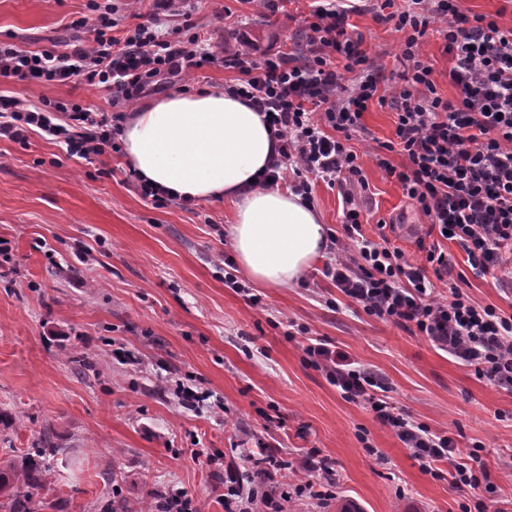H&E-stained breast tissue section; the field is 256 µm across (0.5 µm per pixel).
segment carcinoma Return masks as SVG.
I'll return each instance as SVG.
<instances>
[{
    "instance_id": "carcinoma-1",
    "label": "carcinoma",
    "mask_w": 512,
    "mask_h": 512,
    "mask_svg": "<svg viewBox=\"0 0 512 512\" xmlns=\"http://www.w3.org/2000/svg\"><path fill=\"white\" fill-rule=\"evenodd\" d=\"M59 448L56 438L47 433L31 443L32 458L24 467L19 468L11 462L0 465V498H5V501H0V512H38L31 497H20L16 489L22 485L43 486L42 477L51 465L50 458L57 454ZM150 508V503L145 501L131 506L110 500L102 506L103 512H149Z\"/></svg>"
}]
</instances>
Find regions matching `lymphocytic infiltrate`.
Listing matches in <instances>:
<instances>
[{"label":"lymphocytic infiltrate","instance_id":"lymphocytic-infiltrate-1","mask_svg":"<svg viewBox=\"0 0 512 512\" xmlns=\"http://www.w3.org/2000/svg\"><path fill=\"white\" fill-rule=\"evenodd\" d=\"M393 2L382 0V20L405 35L402 70L391 96L395 137L379 144L376 165L396 179L403 197L432 229L447 232L461 246L473 269L493 273L502 289L512 291V28L468 12L461 0H410L402 10ZM88 6L97 14L94 23L73 21L74 34L65 44L31 51L0 41V78L103 88L128 101L185 71L231 69L238 74L233 92L266 114L280 143L279 158L260 175L261 185H278L288 166L294 190L308 203L315 178L342 190L366 186L358 155L347 141L362 131V115L377 95L381 76L363 48L362 33L349 22L350 8L317 0L307 25L306 55L279 52L258 61L247 51L232 56L210 51L192 32L197 0H155L153 12L142 15L121 41L111 35L118 24L112 10L101 8L98 0H89ZM171 16L183 18V27L163 28V18ZM434 22L451 61L448 82L457 92L452 101L438 92L433 69L419 53ZM354 70L359 79L345 84L344 72ZM125 119V113L107 118L73 100L35 104L0 93V135L23 142L34 132L90 164L104 163L118 151ZM393 152L404 157V164H392ZM361 216L357 208L346 210L342 235L331 239L338 253L323 267V278L366 315L416 328L473 368L478 378L511 391L512 314L478 304L453 283L439 292L435 281L448 273L443 251L433 246L424 262L409 261L400 249L367 239ZM303 351L344 398L368 405L427 473L441 476L442 464L453 463L452 486L475 494L463 512H489L495 487L478 451H471L468 461L454 462V439L396 411L383 378L366 364L317 337H308ZM251 462L254 486H245L234 471L224 484L229 495L260 503L266 512H283V501L294 493L317 501L332 494L335 481L327 458H308L319 480L291 488L273 482L288 467L284 457L264 448Z\"/></svg>","mask_w":512,"mask_h":512}]
</instances>
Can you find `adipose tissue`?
<instances>
[{"label": "adipose tissue", "instance_id": "ef3b65f1", "mask_svg": "<svg viewBox=\"0 0 512 512\" xmlns=\"http://www.w3.org/2000/svg\"><path fill=\"white\" fill-rule=\"evenodd\" d=\"M121 142L140 179L170 196L233 200L234 251L257 285L300 282L322 257L326 232L316 210L291 191L258 185L276 142L262 116L224 88L144 101Z\"/></svg>", "mask_w": 512, "mask_h": 512}]
</instances>
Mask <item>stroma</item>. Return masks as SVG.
<instances>
[{
    "mask_svg": "<svg viewBox=\"0 0 512 512\" xmlns=\"http://www.w3.org/2000/svg\"><path fill=\"white\" fill-rule=\"evenodd\" d=\"M88 0H0V39L28 50L67 40L72 21L88 16ZM307 0H281L277 11L251 0H199L193 17L208 48L254 57L288 47L305 49ZM368 55L384 68L391 90L401 68L403 33L352 14ZM31 102L77 100L112 115L111 94L82 85L15 84ZM364 129L352 136L369 184L355 192L371 211L367 238L386 234L390 246L422 261L437 245L450 278L476 302L512 314V295L476 275L458 243L428 231L394 179L376 167L378 143L393 139L395 114L371 104ZM123 153L105 164L80 163L38 135L19 143L0 137V240L11 262L0 261V461L19 464L33 440L50 433L61 449L52 463L45 512H94L95 503L141 502L148 490H182L199 512H225L226 471L247 472L249 454L268 446L291 467L280 483L312 477L305 467L319 450L335 470L334 498L292 497L284 512H336L337 499L362 512H460L468 492L425 472L366 405L345 399L308 364L305 326L328 347L343 350L379 373L393 404L432 429L450 432L461 457L480 448L496 485L495 499L512 512V391L477 378L423 336L362 312L316 271L305 284L255 287L262 307L224 285L219 258L233 257L227 230L233 206L201 200L183 207L143 200ZM386 230H378V221ZM335 300L337 309L327 307ZM93 363L77 373L71 358ZM189 382L205 400L183 407L166 389ZM280 416L282 426L269 424ZM210 448L223 462L191 458Z\"/></svg>",
    "mask_w": 512,
    "mask_h": 512,
    "instance_id": "35a3bbf8",
    "label": "stroma"
}]
</instances>
